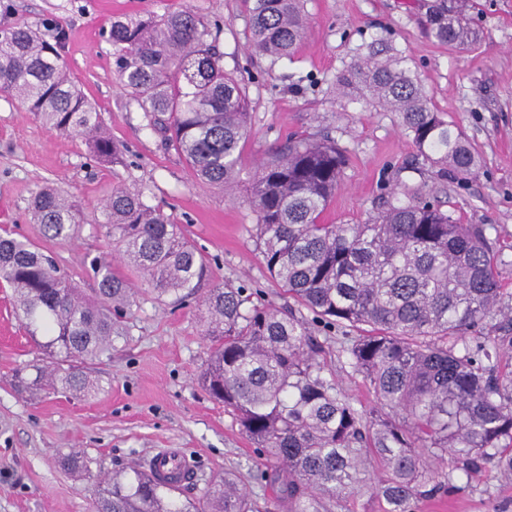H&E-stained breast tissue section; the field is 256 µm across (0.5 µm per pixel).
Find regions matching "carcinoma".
Wrapping results in <instances>:
<instances>
[{"label":"carcinoma","instance_id":"cac0c4a2","mask_svg":"<svg viewBox=\"0 0 512 512\" xmlns=\"http://www.w3.org/2000/svg\"><path fill=\"white\" fill-rule=\"evenodd\" d=\"M472 0H437L426 15L440 43L465 48L479 32ZM249 45L272 63L303 41V0H252ZM218 23L184 9L160 19L112 21L115 72L121 86L195 172L222 191L237 185V153L248 133L246 96L224 72ZM68 34L56 24L47 40L22 22L0 30V91L18 97L50 130L82 137L100 161L118 162L95 106L76 88L63 59ZM342 91L372 98L400 116L419 156L466 179L478 158L462 131L430 106L403 57L384 43L337 78ZM347 156L316 135L288 139L257 167L247 187L256 215L254 238L271 277L325 327H365L344 346L383 414L346 398L323 361L308 322L244 289L214 285L201 320L211 351L199 374L241 431L267 454L261 480L279 512H352L351 499H382L383 512L461 492L462 478L493 466L512 478V293L483 224H460L418 192L384 202L367 224H324ZM44 235L69 241L79 209L46 185L31 198ZM119 257L158 296L196 298L209 261L140 190L112 185L102 203ZM88 297L55 260L3 230L0 281L12 289L19 318L42 358L18 370L17 392L42 385L88 396L100 390L83 366L112 355L133 302L112 263L94 265ZM474 335L473 343L467 337ZM450 459L451 469L439 464ZM91 474L76 449L62 457ZM181 488L131 468L97 482L95 512H254L238 479L224 475L194 499Z\"/></svg>","mask_w":512,"mask_h":512}]
</instances>
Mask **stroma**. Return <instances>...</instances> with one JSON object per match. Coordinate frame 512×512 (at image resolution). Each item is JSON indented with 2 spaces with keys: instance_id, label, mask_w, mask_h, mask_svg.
<instances>
[{
  "instance_id": "stroma-1",
  "label": "stroma",
  "mask_w": 512,
  "mask_h": 512,
  "mask_svg": "<svg viewBox=\"0 0 512 512\" xmlns=\"http://www.w3.org/2000/svg\"><path fill=\"white\" fill-rule=\"evenodd\" d=\"M434 0H306V39L291 59L271 63L248 46L244 0H0V29L27 22L38 29L60 22L69 39L65 64L95 104L121 151L117 165L98 162L83 140L47 129L24 103L0 93V226L53 256L61 270L92 291L90 262L102 257L136 290L126 334L109 359L90 365L96 394L79 397L34 390L18 394L12 373L36 352L0 287V512H93L94 484L64 470L62 456L83 452L93 474L147 462L157 448H179L197 461V478L183 489L196 497L215 475L238 476L260 508L271 488L257 474L266 462L198 374L210 344L196 302L172 304L119 263L104 225L101 198L113 184L143 191L183 224L210 261L211 281L259 294L305 320L312 313L288 298L270 277L252 237L257 216L244 189L258 163L294 133L334 139L348 164L325 211L326 224H364L384 197L420 189L463 224H483L505 264L512 289V0H473L478 41L459 48L435 41L424 21ZM190 8L219 21L224 70L242 87L251 135L242 141V186L229 194L200 183L192 168L146 125L118 81L112 46L103 36L113 19L160 17ZM382 40L405 58L433 109L461 130L480 165L471 178L418 157L397 113L344 96L336 79ZM51 183L77 200L82 222L71 242L43 235L28 210L33 193ZM324 357L356 405L375 398L342 353L341 331L316 328ZM415 512H512V479L491 470L474 476L453 497L417 504Z\"/></svg>"
}]
</instances>
